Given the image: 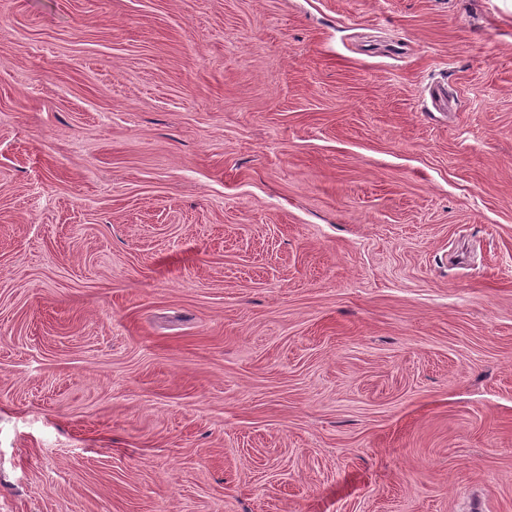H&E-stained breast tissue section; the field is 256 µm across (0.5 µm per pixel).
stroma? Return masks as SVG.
I'll return each mask as SVG.
<instances>
[{"mask_svg": "<svg viewBox=\"0 0 512 512\" xmlns=\"http://www.w3.org/2000/svg\"><path fill=\"white\" fill-rule=\"evenodd\" d=\"M0 512H512V0H0Z\"/></svg>", "mask_w": 512, "mask_h": 512, "instance_id": "stroma-1", "label": "stroma"}]
</instances>
